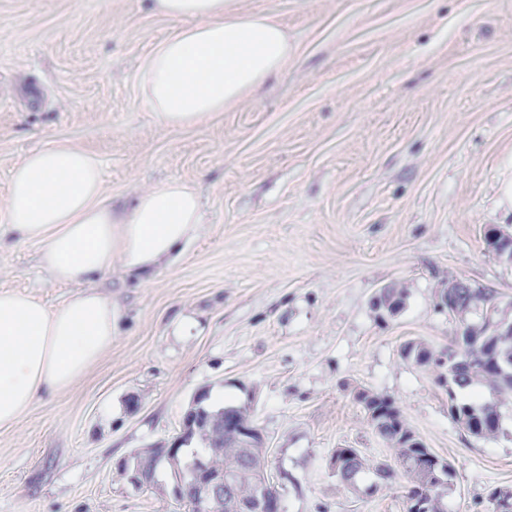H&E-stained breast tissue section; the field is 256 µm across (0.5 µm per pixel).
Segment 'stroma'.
I'll return each mask as SVG.
<instances>
[{
  "mask_svg": "<svg viewBox=\"0 0 512 512\" xmlns=\"http://www.w3.org/2000/svg\"><path fill=\"white\" fill-rule=\"evenodd\" d=\"M295 52L236 106L188 128L141 100L144 59L176 24L152 0H0V209L32 151L81 147L113 205L167 180L200 195L197 236L151 281L120 264L95 285L117 316L81 383L0 429V512H187L168 468L140 489L118 464L181 435L197 394L252 412L287 512H407L404 478L342 484L329 460L390 458L353 396L392 398L451 462L448 512L512 484V404L471 437L447 387L400 355L458 334L439 292H495L512 317V0H238ZM0 240V289L48 306L76 288ZM404 289L397 313L380 289Z\"/></svg>",
  "mask_w": 512,
  "mask_h": 512,
  "instance_id": "obj_1",
  "label": "stroma"
}]
</instances>
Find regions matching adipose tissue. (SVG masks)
Instances as JSON below:
<instances>
[{"mask_svg": "<svg viewBox=\"0 0 512 512\" xmlns=\"http://www.w3.org/2000/svg\"><path fill=\"white\" fill-rule=\"evenodd\" d=\"M180 26L144 61L143 102L165 126L184 128L240 103L285 67L294 45L269 17L238 10L235 0H155ZM200 200L179 180L114 211L94 157L58 145L25 157L11 176L0 237L40 246L38 260L58 282L79 290L51 308L0 291V428L13 427L45 395L79 383L112 346L111 299L94 276L120 261L148 281L162 261L177 260L199 230Z\"/></svg>", "mask_w": 512, "mask_h": 512, "instance_id": "obj_1", "label": "adipose tissue"}]
</instances>
